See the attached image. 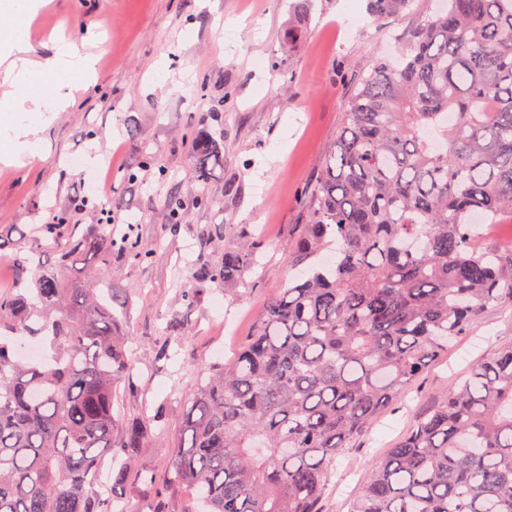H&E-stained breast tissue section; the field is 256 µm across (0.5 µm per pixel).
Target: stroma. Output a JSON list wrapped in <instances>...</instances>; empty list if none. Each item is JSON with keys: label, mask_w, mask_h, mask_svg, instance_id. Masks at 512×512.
<instances>
[{"label": "stroma", "mask_w": 512, "mask_h": 512, "mask_svg": "<svg viewBox=\"0 0 512 512\" xmlns=\"http://www.w3.org/2000/svg\"><path fill=\"white\" fill-rule=\"evenodd\" d=\"M293 0H33L14 16L0 8V49L19 25L38 24L28 35L30 55L51 58L58 38L80 51H96L90 80H76L72 104L43 126L0 112V126L37 132L42 149L19 161L0 160V238L6 253L28 243L47 212L92 196L91 176L104 159L114 175L108 185L117 217L112 231L133 228L149 265L113 257L108 282L129 300L123 334L132 338V377L116 392L119 419L165 424L131 465L121 494L125 512H149L140 476L152 474L165 512H189L193 494L168 487L171 450L181 436L187 393L207 369L231 360L268 300L295 275L288 256L305 222V196L342 124L358 79L376 60L398 56L400 26L347 22L349 10L365 15L366 0H312L310 14ZM298 28L305 36L290 41ZM196 131L218 141L224 167L208 191L213 207L196 204L185 135ZM169 181H159L157 168ZM136 181H120V171ZM178 186L184 201L180 230L166 232L162 199ZM205 224H247L261 234L259 265L243 283L213 285L196 307L182 301L200 261L221 263L237 236L224 233L202 245ZM224 306L213 314L214 301ZM188 320L170 361L157 353L170 323ZM512 341V308L490 313L461 337L392 408L377 419L358 448L337 462L336 480H362L370 465L393 447L422 406L442 395L473 362Z\"/></svg>", "instance_id": "stroma-1"}]
</instances>
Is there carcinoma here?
I'll list each match as a JSON object with an SVG mask.
<instances>
[{
    "label": "carcinoma",
    "instance_id": "carcinoma-1",
    "mask_svg": "<svg viewBox=\"0 0 512 512\" xmlns=\"http://www.w3.org/2000/svg\"><path fill=\"white\" fill-rule=\"evenodd\" d=\"M415 0H368L376 20L405 25L400 56L378 61L347 101L336 141L308 194L289 256L299 267L269 301L229 364L188 395L171 449L172 484L198 489L205 512H325L336 459L404 389L487 315L512 308V240L478 242L470 216L512 214V0H448L429 15ZM197 202L224 156L191 142ZM166 230L182 224L178 189ZM61 211L14 255L0 295V512H113L116 489L149 447L131 418L124 463L108 489L115 386L132 361L117 326L127 305L103 295L101 260L152 255L98 223ZM224 262L202 263L196 289L235 283L257 266L255 234ZM29 336L46 362L16 354ZM348 512H512V342L475 361L405 438L373 463Z\"/></svg>",
    "mask_w": 512,
    "mask_h": 512
}]
</instances>
